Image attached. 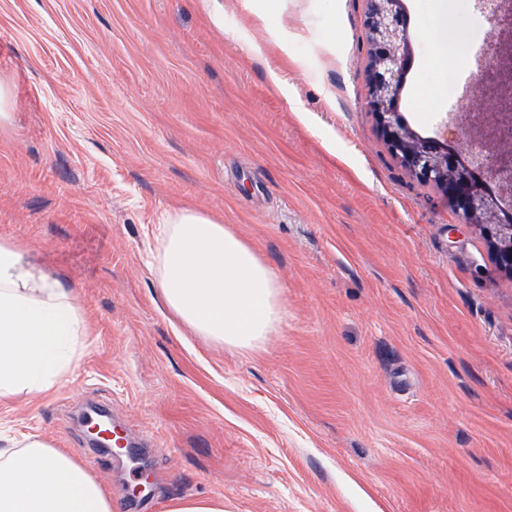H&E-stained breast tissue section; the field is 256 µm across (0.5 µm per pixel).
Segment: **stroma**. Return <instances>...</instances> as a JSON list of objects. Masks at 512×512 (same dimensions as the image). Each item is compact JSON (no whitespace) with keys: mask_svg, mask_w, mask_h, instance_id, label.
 I'll use <instances>...</instances> for the list:
<instances>
[{"mask_svg":"<svg viewBox=\"0 0 512 512\" xmlns=\"http://www.w3.org/2000/svg\"><path fill=\"white\" fill-rule=\"evenodd\" d=\"M399 111L449 114L477 0H404ZM363 0H0V239L73 290L84 348L0 433L84 459L88 401L147 439L151 512H512V273L394 160L364 107ZM281 81L273 83L270 74ZM229 225L282 288L253 350L166 308L162 218ZM95 476L144 512L125 461ZM165 512H229L223 499L186 496L169 500Z\"/></svg>","mask_w":512,"mask_h":512,"instance_id":"35a3bbf8","label":"stroma"}]
</instances>
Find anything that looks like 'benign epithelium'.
I'll return each instance as SVG.
<instances>
[{"instance_id":"7a95c632","label":"benign epithelium","mask_w":512,"mask_h":512,"mask_svg":"<svg viewBox=\"0 0 512 512\" xmlns=\"http://www.w3.org/2000/svg\"><path fill=\"white\" fill-rule=\"evenodd\" d=\"M364 23L373 55L365 72L366 106L390 153L420 182L438 188L466 224L488 232L500 266L512 272V222L506 219V195H491L455 176L447 148L428 137L413 136L397 104L403 89L410 38L403 0H364ZM476 94L494 100L495 110L471 140L469 154L489 169L506 191L512 189V52L498 49L495 58L477 76ZM91 447L110 451L112 434L96 424L87 430Z\"/></svg>"}]
</instances>
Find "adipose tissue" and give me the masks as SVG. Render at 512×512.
Returning a JSON list of instances; mask_svg holds the SVG:
<instances>
[{"label": "adipose tissue", "instance_id": "1", "mask_svg": "<svg viewBox=\"0 0 512 512\" xmlns=\"http://www.w3.org/2000/svg\"><path fill=\"white\" fill-rule=\"evenodd\" d=\"M155 260L169 310L197 335L251 350L282 320L271 270L233 229L194 208L166 214ZM84 334L72 292L27 251L0 242V398L52 389ZM0 512H112V496L45 437L0 438Z\"/></svg>", "mask_w": 512, "mask_h": 512}]
</instances>
